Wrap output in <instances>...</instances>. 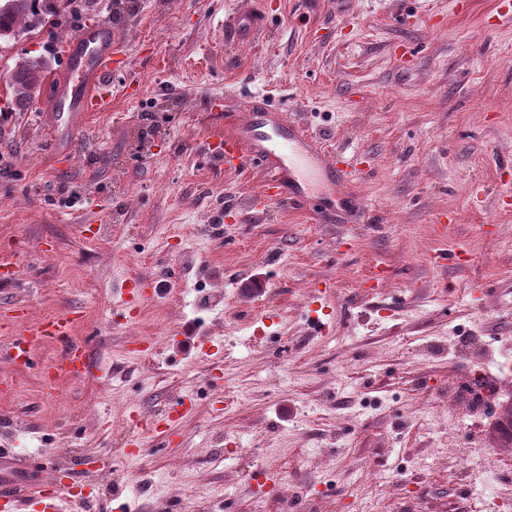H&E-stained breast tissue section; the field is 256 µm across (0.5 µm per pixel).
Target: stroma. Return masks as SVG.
I'll return each mask as SVG.
<instances>
[{
  "instance_id": "1",
  "label": "stroma",
  "mask_w": 512,
  "mask_h": 512,
  "mask_svg": "<svg viewBox=\"0 0 512 512\" xmlns=\"http://www.w3.org/2000/svg\"><path fill=\"white\" fill-rule=\"evenodd\" d=\"M80 0L76 15L0 43V72L51 59L90 21L137 48L112 107L49 146L42 88L0 111V341L81 311L91 369L44 385L0 363V439L22 464L109 462L61 512H436L471 481L449 443L490 444L512 400V14L499 0ZM264 14L259 40L228 34ZM261 101L357 170L336 201L277 202L261 168L211 160V112ZM449 255L434 263L433 255ZM465 264L454 263L456 255ZM167 281L127 327L118 290ZM388 280L375 286L376 268ZM224 291L199 303L195 282ZM150 340L146 352L130 336ZM186 401L170 439L116 446L130 416ZM252 440L253 459L228 449Z\"/></svg>"
}]
</instances>
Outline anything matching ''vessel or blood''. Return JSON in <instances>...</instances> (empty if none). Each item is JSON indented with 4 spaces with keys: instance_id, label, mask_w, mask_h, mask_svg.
Instances as JSON below:
<instances>
[{
    "instance_id": "obj_1",
    "label": "vessel or blood",
    "mask_w": 512,
    "mask_h": 512,
    "mask_svg": "<svg viewBox=\"0 0 512 512\" xmlns=\"http://www.w3.org/2000/svg\"><path fill=\"white\" fill-rule=\"evenodd\" d=\"M62 46L67 66L53 81L49 109L66 113L69 128H83L92 114L107 111L111 106L108 87L116 54L129 57L134 50L124 45L117 29L101 22L86 26L74 38L63 41ZM211 126L224 141L225 164L250 162L262 166L277 198L292 205L304 203V186L309 181L339 191L355 171L354 163L347 157L340 155L332 161L324 151L312 149L301 123H276L265 110L243 114L217 112ZM157 293V286L132 278L120 290L121 304L126 311H136ZM80 321L77 312L68 311L24 327L14 338L0 343V362L27 366L37 345L63 342L67 348L62 360L43 366L40 376L50 385L61 375L80 377L90 367L82 344L73 339ZM172 421L168 414L147 420L144 432L131 434V447H144L146 436L169 434ZM95 470V459L86 458L66 476L43 477L38 488L43 512H56L61 500L81 495L84 479ZM29 500L28 490H1L0 512H22Z\"/></svg>"
}]
</instances>
